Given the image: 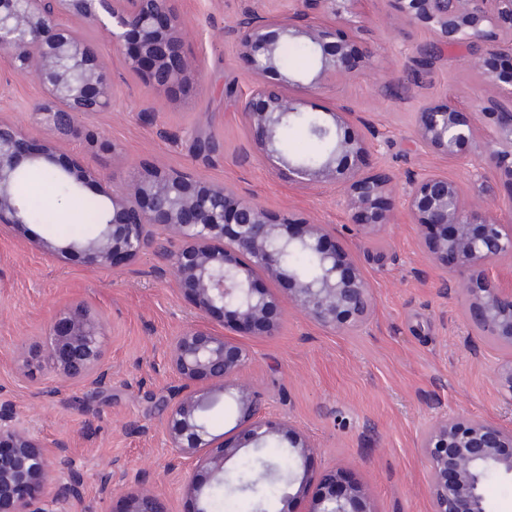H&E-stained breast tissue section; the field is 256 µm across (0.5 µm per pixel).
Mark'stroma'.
<instances>
[{"mask_svg": "<svg viewBox=\"0 0 512 512\" xmlns=\"http://www.w3.org/2000/svg\"><path fill=\"white\" fill-rule=\"evenodd\" d=\"M187 34L185 52L199 71L186 87L152 91L125 66L109 60L112 106L80 117L76 136L57 144L60 161L91 164L124 181L160 163L196 177L234 186L245 197L285 214L335 227L376 296L373 318L352 334L333 333L289 312L275 335L236 333L252 357L242 377L265 401L267 417L290 421L315 443L312 475L293 512L318 497L320 474L333 469L359 484L375 512H432L421 430L435 417L462 414L512 427V406L499 393L495 370L505 355L472 332L465 300L448 298L437 284L445 272L429 261L401 196H393V221L378 236L356 233L334 187L308 189L274 172L252 143L237 99L252 78L229 28L249 8L276 21L286 0H176ZM354 32L377 49L357 77L318 92L288 87L314 112L342 107L378 137L373 167L398 183L433 170L468 185L467 166L426 152L413 142L412 118L421 105L451 97L475 108L477 82L464 64L465 50L448 48L432 66L413 65L412 48L429 33L397 19L388 0H355ZM42 99L35 79L14 76L0 61V115L19 122L34 140L46 132L28 108ZM215 142L214 153L193 148L195 134ZM96 225L57 217L29 225L25 235L0 232V401H11L30 432L56 443L81 485L75 512H123L120 492L105 493L101 479L143 472L146 486L163 493L169 512H193L186 492L191 462L167 446L152 400L170 382L166 343L195 320L191 301L144 252L111 267L80 258L53 261L35 240L62 241L66 233L89 237ZM85 307L106 325L102 393L85 396L79 384H59L37 355L49 322L61 310ZM213 435L237 443L246 426L231 398L207 412Z\"/></svg>", "mask_w": 512, "mask_h": 512, "instance_id": "obj_1", "label": "stroma"}]
</instances>
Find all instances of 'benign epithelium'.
Wrapping results in <instances>:
<instances>
[{"instance_id": "1", "label": "benign epithelium", "mask_w": 512, "mask_h": 512, "mask_svg": "<svg viewBox=\"0 0 512 512\" xmlns=\"http://www.w3.org/2000/svg\"><path fill=\"white\" fill-rule=\"evenodd\" d=\"M175 0H0V57L16 76L31 77L42 88L43 101L33 108L51 138L33 145L15 121L0 118V224L17 234L28 220L17 184L24 166L54 162L59 139L77 132V118L105 112L111 105L108 60L97 53L82 31L68 23L76 15L105 38L112 54L123 56L127 69L152 90L186 84L194 61L184 52L185 22ZM403 22L429 32L431 39L414 47L411 59L429 66L447 47L463 46L467 62L485 95L477 108L464 112L443 101H430L415 113L413 135L432 153L469 166L472 194L455 180L426 172L408 182L404 206L416 224L429 259L452 273L440 291L465 298L469 327L488 337L511 357L499 365L496 379L512 406V284L503 286L493 270L512 265V225L482 205L485 179L497 171L512 185V65L491 69L496 56L512 59V0H389ZM288 18L273 23L255 10L242 13L230 33L255 80L238 108L251 141L273 167L293 181L341 190L357 233L379 234L392 221L387 207L393 177L368 173L365 158L376 138L370 128L359 132L351 114L340 108L320 118L311 134L328 142L311 160L296 159L282 146L280 129L308 112L286 87L306 84L317 91L339 77H351L376 54L372 45L357 46L341 36L353 25L354 0H291ZM315 9L334 19L332 25L308 22ZM291 44L309 46L314 66L304 73L284 70ZM496 116L493 130L481 131L480 118ZM72 187L115 181L90 165L63 167ZM112 212H103L93 237L77 242H35L42 253L59 261L79 255L89 266H111L152 248L161 270L176 290L188 293L198 318L220 311L232 329L262 336L277 333L285 315L279 298L256 285L254 273L286 279L288 309L309 322L343 333L365 326L376 299L353 254L339 243L336 230L294 215L271 212L264 205L224 184L206 183L161 164L145 166L127 182L105 191ZM294 249L311 253L318 270L311 278L297 275L287 261ZM246 256V268L239 257ZM105 323L87 309L54 316L48 329L45 360L56 377L86 385L87 396L103 387ZM249 349L201 323L189 324L167 346L171 384L156 398L168 447L209 471L207 485L190 483L202 500L197 512H210L209 492L216 484L243 491L225 464L242 446L212 435L203 411L229 395L247 423L255 450L287 442V487L308 479L305 463L315 451L311 441L287 421L262 415L260 395L241 379ZM17 418L9 401L0 403V502L14 512H70L77 497L74 483L58 484L50 448ZM427 470L432 512H487L484 487L491 477L512 478V428L463 415L436 417L419 443ZM324 491L307 512H374L357 485L341 487L336 472L323 477ZM54 488L51 494L48 488ZM126 512H168L163 494L142 487L140 474L124 476Z\"/></svg>"}]
</instances>
